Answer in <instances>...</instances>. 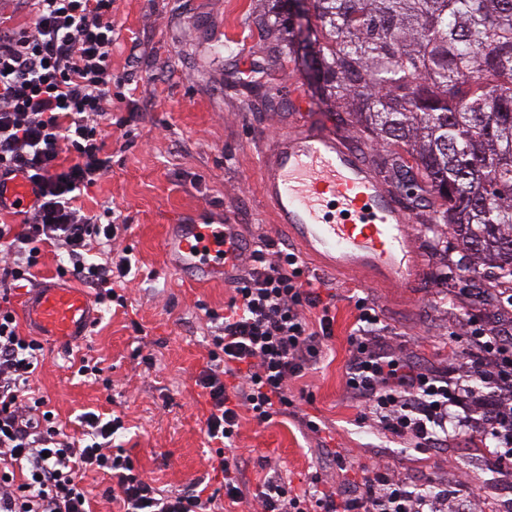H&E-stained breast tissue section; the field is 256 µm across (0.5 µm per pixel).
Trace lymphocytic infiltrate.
I'll list each match as a JSON object with an SVG mask.
<instances>
[{"mask_svg":"<svg viewBox=\"0 0 512 512\" xmlns=\"http://www.w3.org/2000/svg\"><path fill=\"white\" fill-rule=\"evenodd\" d=\"M112 5L33 0L29 26L0 19V179L24 177L35 196L21 226L0 224V245L7 249L0 282L16 288L32 282L40 248L49 245L64 253L68 273L93 290L95 302L120 304L124 297L114 284L130 273V261L87 257L89 240L111 248L119 227L99 222L79 204L84 191L112 169L103 129L112 117ZM232 287L210 363L195 380L209 399L208 439L233 440L245 411L260 424L289 416L319 433L320 424L297 411L288 382L321 359L333 336L330 303L287 248L253 251ZM309 308L320 309V316L309 319ZM356 311L345 384L382 432L418 448L445 446L449 407L488 384L495 413L484 422L494 442L487 454L512 462L511 335L474 328L469 346L475 361L455 383L446 374L417 369L375 335L380 315L374 306L362 301ZM41 351L37 340L21 335L10 295L0 292V512H92L82 485L89 471L111 476L118 512H210L218 499L232 505L245 497L243 475L225 457L218 462L223 497L203 495L194 484L157 489L112 446L125 428L122 416L105 420L88 412L80 421L85 437L67 434L31 387ZM257 494L265 512H434L445 499L411 491L408 482L378 467L363 471L354 494L325 491L312 501L273 479L258 485Z\"/></svg>","mask_w":512,"mask_h":512,"instance_id":"1","label":"lymphocytic infiltrate"}]
</instances>
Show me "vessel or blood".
<instances>
[{"mask_svg":"<svg viewBox=\"0 0 512 512\" xmlns=\"http://www.w3.org/2000/svg\"><path fill=\"white\" fill-rule=\"evenodd\" d=\"M257 166L265 211L317 270L359 277L370 288H419L422 256L409 209L333 130L299 120L261 141ZM0 196L16 211L34 199L21 177ZM245 241L235 224H170L163 249L172 270L199 283L226 284ZM23 314L42 335L70 347L88 334L93 301L81 289L48 283L27 298Z\"/></svg>","mask_w":512,"mask_h":512,"instance_id":"1","label":"vessel or blood"}]
</instances>
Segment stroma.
I'll return each mask as SVG.
<instances>
[{"mask_svg": "<svg viewBox=\"0 0 512 512\" xmlns=\"http://www.w3.org/2000/svg\"><path fill=\"white\" fill-rule=\"evenodd\" d=\"M259 0H116L112 43V115L135 113L123 128L109 127L112 169L80 203L97 213L115 207L126 231L115 249L127 252L126 307H96L90 336L67 349L42 338L43 361L32 387L50 401L56 420L79 434V417L124 416L127 430L112 441L134 459L155 486L174 491L200 481L221 488L216 446L204 433L210 406L195 379L208 361L213 317L223 316L230 286L195 284L173 272L163 252L170 224H238L250 242L275 238L263 209L255 149L261 136L297 112L291 90L309 102V118L330 127L365 159L386 149L343 126L320 104L302 66L268 57L267 39L252 22ZM271 82L280 101L269 109L251 92ZM424 255L420 293L365 287L357 279L324 275L331 296L333 337L324 358L288 385L302 412L326 428L314 435L294 419L257 424L243 417L232 453L249 483L282 476L294 494L348 490L362 466L409 478L416 492L448 490L456 512H512V465L500 466L480 449L470 400L451 410L449 428L460 439L419 449L374 428L345 386L348 336L355 304L377 306L386 336L421 368L463 373L470 323L512 332V303H490L467 292L468 275L445 260L427 225L429 210L412 213ZM99 361L102 373L85 377L73 360ZM307 391L309 399L299 398ZM346 452L348 469L321 456L319 445Z\"/></svg>", "mask_w": 512, "mask_h": 512, "instance_id": "obj_1", "label": "stroma"}]
</instances>
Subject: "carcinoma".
Segmentation results:
<instances>
[{"label": "carcinoma", "instance_id": "1", "mask_svg": "<svg viewBox=\"0 0 512 512\" xmlns=\"http://www.w3.org/2000/svg\"><path fill=\"white\" fill-rule=\"evenodd\" d=\"M262 2L338 121L395 146L376 163L452 230L469 287L512 291V0H308L303 41L297 0Z\"/></svg>", "mask_w": 512, "mask_h": 512}]
</instances>
